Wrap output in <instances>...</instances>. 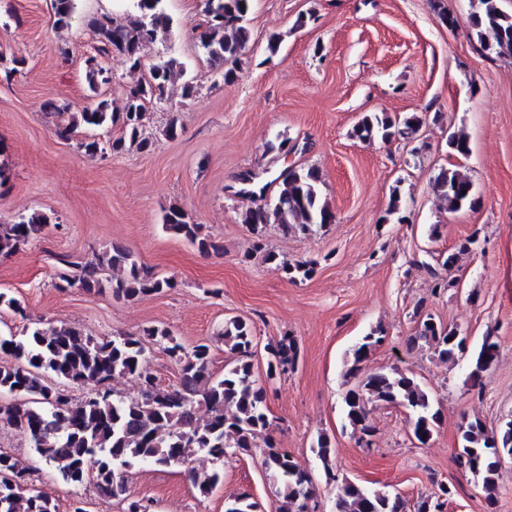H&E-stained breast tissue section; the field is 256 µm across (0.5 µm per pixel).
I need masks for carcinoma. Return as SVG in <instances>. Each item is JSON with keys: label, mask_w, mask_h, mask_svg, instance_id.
Returning a JSON list of instances; mask_svg holds the SVG:
<instances>
[{"label": "carcinoma", "mask_w": 512, "mask_h": 512, "mask_svg": "<svg viewBox=\"0 0 512 512\" xmlns=\"http://www.w3.org/2000/svg\"><path fill=\"white\" fill-rule=\"evenodd\" d=\"M126 22L117 24L107 13L93 15L87 27L96 40L94 54L84 60L85 81L89 91L98 93L102 84L111 81L104 60L117 52L129 69L141 66L143 46L156 41L172 28L167 0H130ZM479 10L470 17L484 51L498 56H512V13L505 11L501 0H479ZM252 0H204V16L198 39L203 53L223 68L221 77L235 79L232 68L251 39L248 26ZM53 24L59 29L72 26L77 0H52ZM177 61L168 59L154 64L149 75L125 89L122 109L115 111L105 100L91 104L77 114L65 104L48 101L45 108L58 118L57 135L65 140L80 137L79 129L110 132L119 127L120 136L101 139L81 137L78 148L87 156L121 154L131 148L142 153L151 151L154 140L144 134L146 105L168 97ZM420 120L409 117L399 123L390 117L366 113L353 128L355 138L389 140L395 135L414 139ZM448 151L465 156L469 144L464 134L448 136ZM278 192L271 206L249 208L242 213V223L255 230L268 224L285 229L308 231L314 225L335 222L336 215L322 199L316 169L292 170L274 179ZM437 198L449 211L479 204L473 183L458 170L443 168L433 183ZM49 218L41 212L22 215L13 224L0 226V255L19 251L42 234ZM164 227L169 232L197 246L202 253L216 249L202 235L201 225L187 220L177 205L165 209ZM265 260L275 262L289 279L307 280L314 273V263L279 259L268 252ZM123 270L120 278L105 275V267ZM62 281L76 286L89 296L111 293L117 299L132 300L142 295L160 293L174 287L168 277H160L145 267L129 250L114 246L107 260L94 259L80 267L78 274ZM420 325L410 344L423 346L445 362H454L466 352L464 337L457 329L435 320L429 312L416 311ZM224 347L231 361L224 375L209 371L210 348L206 344L188 353L166 329L152 327L143 334L95 338L75 328H28L19 336L0 337V352L13 363L0 365V396L14 401L0 405V425L19 431L39 459L57 471L66 484L81 485L91 481L100 496L126 500L129 497L126 473L138 465L157 468L188 467L193 486L203 496L209 495L222 479L224 454L229 448L249 451L256 440L265 438L262 464L274 488L272 512H316L312 479L300 469L288 452L277 448L264 437L271 426L266 412V390L253 373L252 358L257 343L250 324L233 318L224 323ZM380 331L371 330L351 349L352 362L344 378L348 389L344 395V417L361 436H372L366 403L374 402L405 408L410 416L411 432L421 444L431 439L441 420L428 392L412 374L398 370L378 371L359 376V364L381 342ZM154 343L170 358L182 363L179 385L160 389L142 373L145 344ZM268 356L267 377L273 378L291 369L297 359L293 340L265 345ZM498 356V344L491 333L483 336L473 357L469 374L471 387L480 386L481 374ZM116 374L141 381V394L125 398L113 394L107 383ZM89 385L85 398L75 402L52 380ZM208 415L196 416L199 405ZM316 455L327 476H333L334 448L328 438L320 436ZM203 453L215 468L199 472L190 466L192 457ZM512 458V421L497 431L489 430L478 419H464L459 425L458 467L469 474L484 493L488 506L496 500L501 471ZM337 512H407L401 496L369 490L345 478L336 495ZM0 512H57L56 504L33 488L25 470L10 454L0 451ZM225 512H263L262 505L248 494L238 495L225 505Z\"/></svg>", "instance_id": "cac0c4a2"}]
</instances>
